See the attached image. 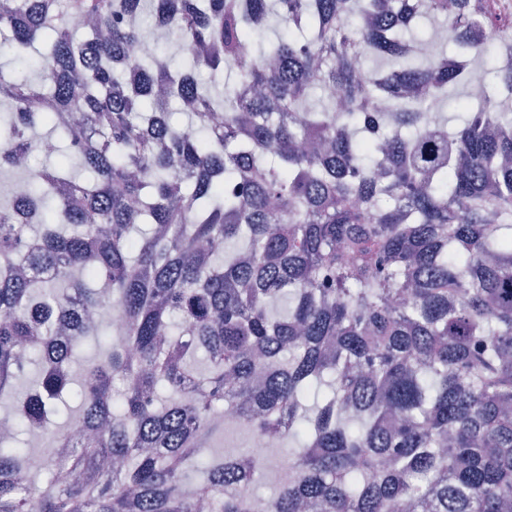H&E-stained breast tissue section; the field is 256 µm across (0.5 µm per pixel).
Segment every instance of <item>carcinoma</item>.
Wrapping results in <instances>:
<instances>
[{"instance_id": "obj_1", "label": "carcinoma", "mask_w": 512, "mask_h": 512, "mask_svg": "<svg viewBox=\"0 0 512 512\" xmlns=\"http://www.w3.org/2000/svg\"><path fill=\"white\" fill-rule=\"evenodd\" d=\"M52 2L0 0V47L37 71L0 75L26 187L0 202V512H512V68L482 35L512 43V3L419 0L459 30L453 67L401 36V0L346 24L338 0ZM146 13L237 84L132 55ZM459 85L450 132L427 105ZM58 136L88 179L19 163ZM87 336L109 352L54 428ZM229 413L294 443L268 500L269 458L205 456Z\"/></svg>"}]
</instances>
